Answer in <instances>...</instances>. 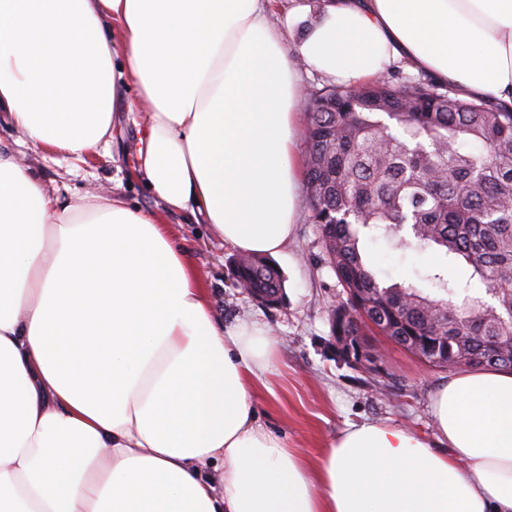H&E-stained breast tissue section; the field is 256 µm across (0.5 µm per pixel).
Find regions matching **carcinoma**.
<instances>
[{
    "label": "carcinoma",
    "instance_id": "carcinoma-1",
    "mask_svg": "<svg viewBox=\"0 0 512 512\" xmlns=\"http://www.w3.org/2000/svg\"><path fill=\"white\" fill-rule=\"evenodd\" d=\"M306 115L305 205L348 311L332 328L385 336L448 372L512 370V105L395 70L311 93ZM369 234L403 252L435 250L446 267L426 280L439 295L380 281L363 250ZM239 261L242 287L285 290L270 259Z\"/></svg>",
    "mask_w": 512,
    "mask_h": 512
}]
</instances>
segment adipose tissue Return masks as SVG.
Instances as JSON below:
<instances>
[{"instance_id":"obj_1","label":"adipose tissue","mask_w":512,"mask_h":512,"mask_svg":"<svg viewBox=\"0 0 512 512\" xmlns=\"http://www.w3.org/2000/svg\"><path fill=\"white\" fill-rule=\"evenodd\" d=\"M299 58L347 86L399 58L509 105L512 0H326L295 56L266 0H0V117L79 160L134 90L161 205L61 202L0 150V512H512V371L438 384L433 440L352 424L315 468L257 422L268 332L223 328L168 218L280 253Z\"/></svg>"}]
</instances>
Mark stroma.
Masks as SVG:
<instances>
[{"label": "stroma", "mask_w": 512, "mask_h": 512, "mask_svg": "<svg viewBox=\"0 0 512 512\" xmlns=\"http://www.w3.org/2000/svg\"><path fill=\"white\" fill-rule=\"evenodd\" d=\"M323 0H270L269 19L287 34V47L296 50L322 13ZM113 140L98 154L74 161L60 154L33 150L10 124L0 122V145L30 164L37 176L67 201L103 188L131 205L151 209L155 200L138 174L137 127L141 116L128 112ZM191 256L208 278L216 313L225 328L241 321L264 324L275 340L272 365L257 383L253 407L259 423L283 439L289 448L318 462L324 448L347 424L373 422L396 425L431 437L434 421L429 409L433 389L447 372L432 368L400 347L381 341L390 378L378 381L341 361L331 344L330 314L342 297L335 273L322 261L317 229L306 205H299L294 232L273 261L283 272L286 296L276 307L256 301L236 280L237 252L192 216L177 214ZM364 246L379 273L392 282L408 281L435 293L424 276L435 260L427 254L393 250L382 239Z\"/></svg>", "instance_id": "1"}]
</instances>
